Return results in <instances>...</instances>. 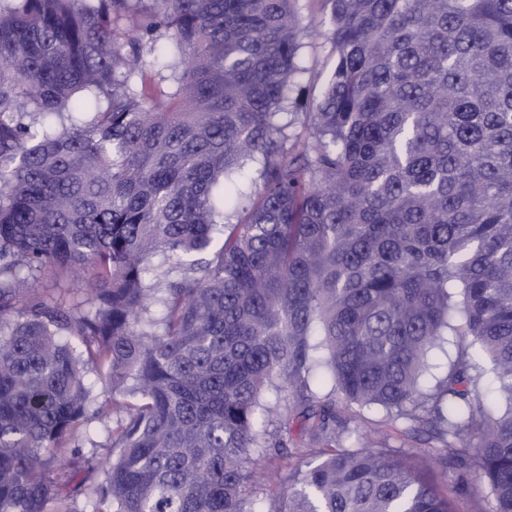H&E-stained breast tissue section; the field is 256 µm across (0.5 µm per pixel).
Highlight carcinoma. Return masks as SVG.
Wrapping results in <instances>:
<instances>
[{
    "label": "carcinoma",
    "instance_id": "obj_1",
    "mask_svg": "<svg viewBox=\"0 0 512 512\" xmlns=\"http://www.w3.org/2000/svg\"><path fill=\"white\" fill-rule=\"evenodd\" d=\"M321 2L335 70L293 138L297 0H0V512H78L51 454L101 365L92 512H257V456L305 463L269 512H451L433 464L512 512V0ZM319 369L441 447H336ZM453 338L454 336H443L429 353L430 363L436 365V368H431L422 378L421 383L426 392L434 386L436 379L444 374L449 358L453 354V346L451 345ZM107 370L98 368L87 376L91 397L95 403H101L112 398V393L107 382Z\"/></svg>",
    "mask_w": 512,
    "mask_h": 512
}]
</instances>
